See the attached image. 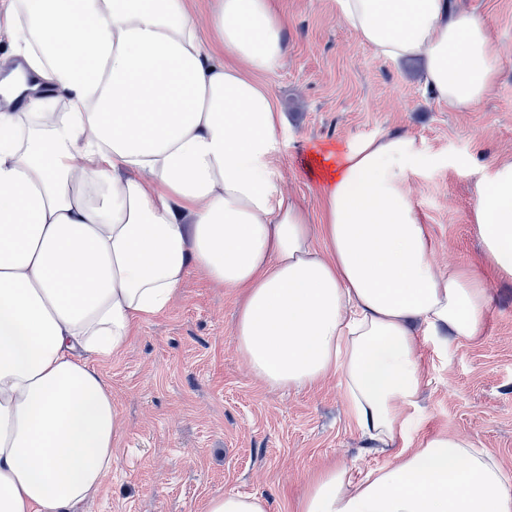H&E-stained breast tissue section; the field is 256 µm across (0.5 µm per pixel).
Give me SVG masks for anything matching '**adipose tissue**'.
<instances>
[{"instance_id": "ef3b65f1", "label": "adipose tissue", "mask_w": 512, "mask_h": 512, "mask_svg": "<svg viewBox=\"0 0 512 512\" xmlns=\"http://www.w3.org/2000/svg\"><path fill=\"white\" fill-rule=\"evenodd\" d=\"M377 57H420L449 109L493 90L497 51L450 0H336ZM0 80V512H77L125 430L96 363L168 308L185 277L238 290L234 342L274 390L339 377L366 448L293 512H512V476L467 439L418 437L421 346L481 333L476 270L441 269L410 180L414 138L321 161L322 219L282 188L285 117L262 76L285 63L271 0H8ZM483 255L512 277V162L477 189ZM325 241L317 250L316 238Z\"/></svg>"}]
</instances>
